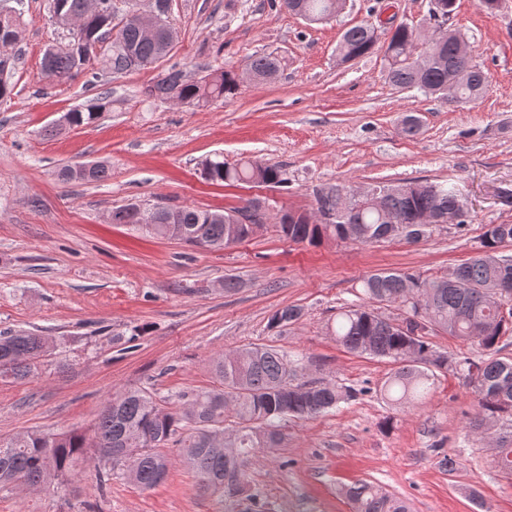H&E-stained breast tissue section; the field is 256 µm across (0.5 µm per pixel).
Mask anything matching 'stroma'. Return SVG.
I'll list each match as a JSON object with an SVG mask.
<instances>
[{
  "mask_svg": "<svg viewBox=\"0 0 512 512\" xmlns=\"http://www.w3.org/2000/svg\"><path fill=\"white\" fill-rule=\"evenodd\" d=\"M46 6L24 0L15 94L0 104V331L30 330L53 338L55 348L29 381L0 380V437L89 428L113 392L149 382L166 401L212 386L211 359L248 344L286 352L305 378L367 393L287 422L279 447L258 452L234 497L200 494L175 456L166 481L150 490L116 478L99 494L91 465L75 475L77 497L0 491V512H353L342 490L361 480L407 499L412 512H512V475L469 428L478 411L472 386L442 372L421 401L386 405L372 389L389 365L347 351L328 331L365 276L385 269L448 275L475 255L485 225L512 224V205L500 198L512 190V0L492 11L456 0L447 26L489 76L483 98L463 106L395 89L383 52L348 63L336 54L353 25L425 29L431 0H345L318 25L272 0H171L169 54L150 68L112 74L93 59L92 87L43 75L45 48L65 35ZM264 52L281 57L282 69L256 84L248 67ZM174 66L199 77L228 67L242 80L234 96L206 106L147 97L146 87ZM106 91L112 109L95 124L46 136L63 113ZM409 113L421 121L413 136L402 125ZM217 154L280 166L288 183H210L201 171ZM92 162L108 168L107 180L58 176L62 167ZM425 179L456 185L470 221L443 225L416 244L311 246L279 238L269 225L208 251L109 221L132 202L221 210L259 198L274 214L307 212L320 185ZM229 278L239 283L231 293ZM286 305L301 307L303 318L270 328L272 313ZM444 453L457 457L455 472L440 467Z\"/></svg>",
  "mask_w": 512,
  "mask_h": 512,
  "instance_id": "obj_1",
  "label": "stroma"
}]
</instances>
